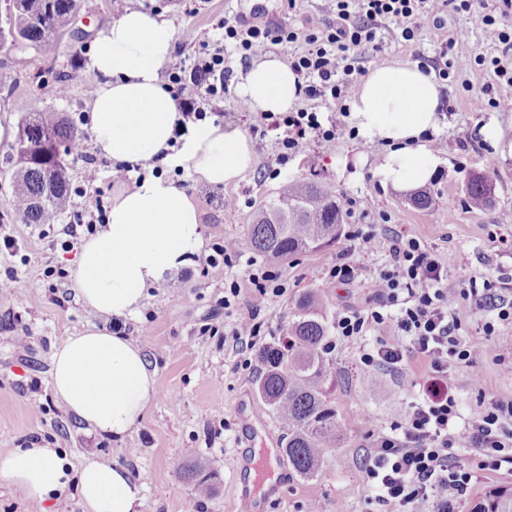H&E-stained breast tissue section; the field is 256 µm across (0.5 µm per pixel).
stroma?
Here are the masks:
<instances>
[{
  "mask_svg": "<svg viewBox=\"0 0 512 512\" xmlns=\"http://www.w3.org/2000/svg\"><path fill=\"white\" fill-rule=\"evenodd\" d=\"M151 11L172 21L174 53L191 59L204 43L220 39L224 19L255 21L261 18L297 26H324L323 0H86L81 15L87 31L98 35L124 9ZM469 26L476 54L496 55L478 21H465L454 7H444L439 21L426 18L412 45L397 39L391 27L381 26L377 62L362 61L365 71L375 65H402L413 59L437 57L448 34ZM89 41L64 39L55 60L46 61L33 50L0 49V126L17 128L21 111L55 107L72 120L82 136L81 151L71 152L67 171L71 188L69 207L55 226L25 224L11 205L12 186L6 155L10 141H0V238L15 244L0 249V280L13 276L19 282L9 309H0V454L24 446L30 438L61 449L72 463L97 456L126 466L145 483L142 512H227L234 495L233 472L242 458L261 456L264 449L281 447L285 431L276 416L259 400L255 390L257 351L279 336L299 294L310 289L324 291L333 309L364 303L370 282L389 257L392 244L389 227H397L420 241L448 272V285L460 287L469 278L493 275L495 266L512 267V227H501L500 241L489 232L499 214L512 210V154L496 149L484 136L485 129L501 131L512 142V111L488 107L474 109L472 91L480 90L490 76L473 56L452 57L448 80L440 82L442 109L438 127L426 139L440 166L428 186L436 197L434 208H414L407 192L386 182L379 165L386 151L382 141L349 136L352 117H340L336 106L319 103L323 125L344 121L348 131L339 136L333 150L306 145L288 162L292 180L321 184L338 200L352 199L346 212L345 236L336 244L279 263L284 273L281 296L261 294L248 281V267L239 261L213 267L206 258L215 243L227 238L245 239L254 213L274 198L279 180L270 176L278 166L279 131L260 125V113L250 111L238 94L242 75L250 61L241 59L234 43L224 48V64L230 71L223 97L204 103L208 117L248 133L255 154L254 165L235 182L213 188L190 178L180 184L196 204L203 226L205 246L192 264L171 275L166 283L149 291L138 316L107 321L82 305L73 289L77 257L87 232L70 237L64 225L86 214L94 198L111 207L124 192L121 184L108 181L90 187L84 181L87 165L108 173L111 162L92 149L88 127L90 104L102 82L90 67ZM84 78L70 84L65 98L54 89L74 66ZM474 174L486 175L493 184V203L477 210L466 204L465 184ZM235 198L234 216L224 213V201ZM456 213H449V206ZM373 225L376 247L359 256V278L338 285L329 276L337 254L357 225ZM240 292L230 297V285ZM255 316L261 334L250 344L236 341L233 323ZM486 311L474 307L460 312L461 334L479 351L470 366L457 371L455 388L462 413L492 401H512V374L503 371L501 359H512V324L500 326L497 335H484ZM122 332L149 354L158 380V394L134 427L130 438L120 442L90 434L85 424L68 412L51 385V358L69 336L88 325ZM31 334L32 348L19 357L13 339ZM377 332L336 342L331 356L336 366L334 393L337 418L345 439L334 449L326 466L312 481L302 480L288 463H281L272 476L274 490L262 495V512H308L311 500H319L323 512H378L369 501L364 471L378 439L395 424L409 417L421 393L427 373L423 363L409 357L402 368L385 369L380 382H364L360 364L364 346L374 345ZM193 449L200 465L214 464L210 495L199 496L193 482L178 469L186 449Z\"/></svg>",
  "mask_w": 512,
  "mask_h": 512,
  "instance_id": "stroma-1",
  "label": "stroma"
}]
</instances>
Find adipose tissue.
I'll list each match as a JSON object with an SVG mask.
<instances>
[{
	"label": "adipose tissue",
	"mask_w": 512,
	"mask_h": 512,
	"mask_svg": "<svg viewBox=\"0 0 512 512\" xmlns=\"http://www.w3.org/2000/svg\"><path fill=\"white\" fill-rule=\"evenodd\" d=\"M174 52L168 20L126 9L95 38L92 70L104 83L91 104V142L100 156L130 167L161 156L165 173L145 174L113 202L106 224L85 240L74 290L97 314L134 316L149 288L187 267L204 237L200 213L172 177L179 170L217 188L236 180L254 162L247 136L212 119L175 135V99L160 71ZM252 111L282 113L298 98L297 77L286 62H254L238 86ZM440 96L418 65L381 66L360 85L353 112L360 133L387 142L380 170L394 185L413 189L428 182L438 158L421 137L436 130ZM52 389L67 410L94 432L116 440L129 436L158 392L145 349L105 327L68 337L52 356ZM0 481L25 501L48 503L52 493L75 487L84 512H141L144 485L126 467L86 458L73 465L42 445L0 455Z\"/></svg>",
	"instance_id": "ef3b65f1"
}]
</instances>
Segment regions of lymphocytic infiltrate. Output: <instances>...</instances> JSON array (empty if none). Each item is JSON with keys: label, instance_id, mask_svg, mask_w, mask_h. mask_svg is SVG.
Here are the masks:
<instances>
[{"label": "lymphocytic infiltrate", "instance_id": "f902f5d3", "mask_svg": "<svg viewBox=\"0 0 512 512\" xmlns=\"http://www.w3.org/2000/svg\"><path fill=\"white\" fill-rule=\"evenodd\" d=\"M448 0H324L329 21L324 28L296 27L284 23L248 25L224 22L225 39H231L243 59L268 52L270 46L300 45V52L288 59L299 78L300 93L309 99L308 107L280 114H267L271 127L282 130L278 141L279 169L307 142L323 150L335 148L342 132L340 123L323 126L312 102L323 99L347 113L359 83L354 76L356 63L367 49L375 48L380 22H388L403 41H414L423 19L438 15ZM512 13V0H502L499 14L478 15L487 41L500 53L479 58L497 85L512 87V25L505 18ZM170 78L185 99L176 122L182 134L189 123L203 119V109L186 88L210 96L223 94L229 74L224 68L223 41L213 43L206 53L192 62L178 60L169 70ZM330 270L331 278L347 284L358 278V255L372 252L373 231L354 232ZM371 302L337 312L333 330L343 339H355L372 329H385L395 343L379 341L362 354L360 361L369 369L398 368L405 363L406 351H413L426 366L428 380L405 423L382 435L365 468L371 499L392 512H450L452 496L464 495L480 478L481 470L512 472V403L495 401L462 414L454 390L458 368L471 364L476 348L460 333L459 311L463 305L486 309L490 317L482 329L496 335L499 327L512 324V273L499 270L495 279L469 280L467 287L449 289L448 274L434 255L416 238L395 233L390 258L372 280ZM475 449L480 468L460 464L458 451Z\"/></svg>", "mask_w": 512, "mask_h": 512}]
</instances>
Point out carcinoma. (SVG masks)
Here are the masks:
<instances>
[{"label":"carcinoma","instance_id":"cac0c4a2","mask_svg":"<svg viewBox=\"0 0 512 512\" xmlns=\"http://www.w3.org/2000/svg\"><path fill=\"white\" fill-rule=\"evenodd\" d=\"M83 8L84 0H9L6 14L0 16V48L23 46L54 58ZM19 127L32 130L36 139L29 145L17 140L11 146L14 210L25 224H48L69 202L65 156L78 144L77 132L54 108L21 113ZM466 196L475 209L489 206L492 184L474 174L467 181ZM409 201L427 210L436 198L421 189ZM343 231L344 215L335 195L314 183L287 182L255 214L246 245L260 256L283 262L336 243ZM333 319L328 299L306 292L297 299L282 339L261 346L257 354L259 398L287 430L283 453L288 463L308 481L318 477L329 454L344 440L332 398L336 368L328 341ZM182 470L199 489L212 491L210 478L195 465ZM469 512H512V486L482 489Z\"/></svg>","mask_w":512,"mask_h":512}]
</instances>
